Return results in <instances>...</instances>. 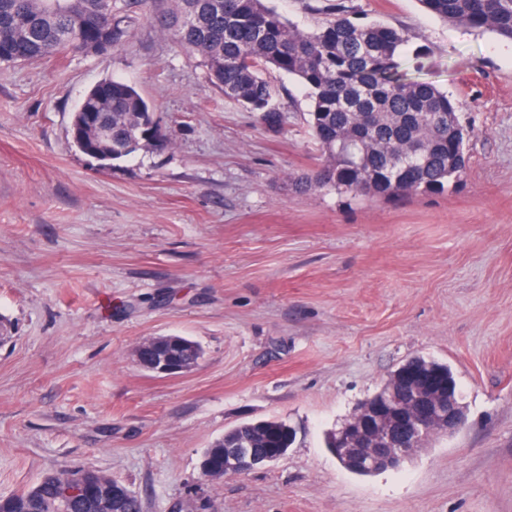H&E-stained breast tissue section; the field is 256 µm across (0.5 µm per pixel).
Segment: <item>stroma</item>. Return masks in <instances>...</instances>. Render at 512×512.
Wrapping results in <instances>:
<instances>
[{
    "label": "stroma",
    "mask_w": 512,
    "mask_h": 512,
    "mask_svg": "<svg viewBox=\"0 0 512 512\" xmlns=\"http://www.w3.org/2000/svg\"><path fill=\"white\" fill-rule=\"evenodd\" d=\"M311 33L340 16L407 35L456 99L468 162L444 194L358 199L295 183L321 163L311 102L278 75L269 129L225 99L148 0L106 55L0 66V497L91 465L143 512H512V41L419 0H269ZM133 85L171 145L105 166L74 145L82 96ZM198 341L194 370L138 368L146 336ZM448 365L467 422L359 476L327 433L409 358ZM296 432L220 480L203 452L240 423ZM259 463L258 459H254L252 457L248 458H240L234 463V467L232 469H225L224 467H217L215 465H211L207 463V461L201 463L202 473L206 474L207 478H215L219 476H224V474H242L248 471H251L256 468V465Z\"/></svg>",
    "instance_id": "1"
}]
</instances>
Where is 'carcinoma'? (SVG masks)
<instances>
[{
  "mask_svg": "<svg viewBox=\"0 0 512 512\" xmlns=\"http://www.w3.org/2000/svg\"><path fill=\"white\" fill-rule=\"evenodd\" d=\"M141 0H0V63L81 53L84 38L126 15ZM442 20L489 30L512 40V0H420ZM161 31L199 57L224 98L259 114L279 130L286 116L267 73L295 78L311 98L307 125L323 163L300 178L306 191L325 187L353 197L395 199L440 194L466 166L469 129L459 105L405 67V33L380 22L339 17L312 33L291 27L265 0H169ZM77 111L108 124L112 137L96 143L105 165L138 147L165 150L169 141L143 127L150 105L121 79L106 78ZM244 422L225 432L223 455L239 451L281 457L291 428L275 420ZM77 471L52 473L35 486L0 498V512H104L101 502L67 497Z\"/></svg>",
  "mask_w": 512,
  "mask_h": 512,
  "instance_id": "1",
  "label": "carcinoma"
}]
</instances>
